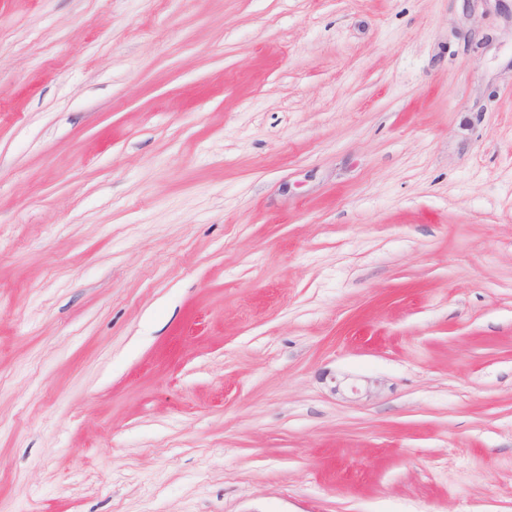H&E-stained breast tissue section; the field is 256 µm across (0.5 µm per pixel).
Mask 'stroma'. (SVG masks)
Masks as SVG:
<instances>
[{"label": "stroma", "mask_w": 512, "mask_h": 512, "mask_svg": "<svg viewBox=\"0 0 512 512\" xmlns=\"http://www.w3.org/2000/svg\"><path fill=\"white\" fill-rule=\"evenodd\" d=\"M0 512H512V0H0Z\"/></svg>", "instance_id": "stroma-1"}]
</instances>
